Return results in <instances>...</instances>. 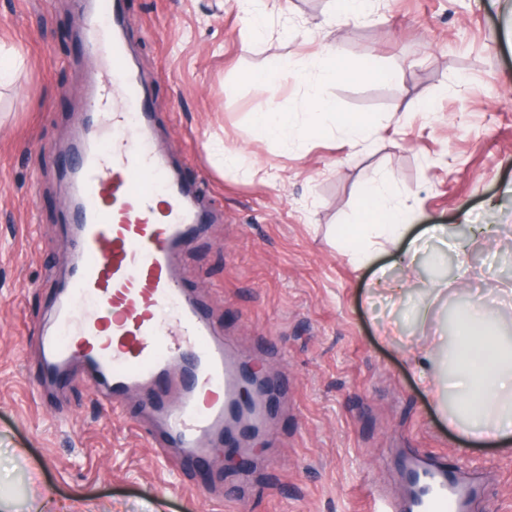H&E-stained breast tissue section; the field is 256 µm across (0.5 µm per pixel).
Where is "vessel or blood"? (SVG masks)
<instances>
[{
	"instance_id": "1",
	"label": "vessel or blood",
	"mask_w": 512,
	"mask_h": 512,
	"mask_svg": "<svg viewBox=\"0 0 512 512\" xmlns=\"http://www.w3.org/2000/svg\"><path fill=\"white\" fill-rule=\"evenodd\" d=\"M85 40L110 75L91 88V105L71 167L77 207V261L63 287L53 332L42 336L44 371L83 364L105 402L119 408L148 395L152 433L163 448L207 460L209 446L242 455L263 425L271 395L244 406L238 366L226 357L221 327L186 295L175 270L181 250L207 214L152 145L149 90L130 63L121 0H82ZM162 208H155V200ZM180 366L179 381L169 369ZM177 384L178 408L163 393ZM409 512H463L470 489L455 470L414 464Z\"/></svg>"
}]
</instances>
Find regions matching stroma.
I'll list each match as a JSON object with an SVG mask.
<instances>
[{
	"mask_svg": "<svg viewBox=\"0 0 512 512\" xmlns=\"http://www.w3.org/2000/svg\"><path fill=\"white\" fill-rule=\"evenodd\" d=\"M124 38L147 79L158 148L197 190L208 224L180 254L182 286L219 323L229 356L279 386L278 404L241 462L183 459L166 471L144 428L143 397L104 408L80 365L45 386L38 329L48 328L75 255L66 172L90 86L105 66L83 40L77 0H0V45L21 59L0 88V482L46 512H369V495L409 500L421 456L479 474L468 512H512V447L449 434L410 352L440 356V335L473 296L512 283V0H371L334 22L332 0H275L249 42L240 0H123ZM331 46L367 79L327 82L336 116L282 144L254 113L301 119L293 79L260 89L252 73ZM391 72L388 81L375 79ZM369 118L351 145L337 115ZM384 176L386 205L408 223L493 224L456 252L425 243L412 269L383 242L354 271L344 225ZM407 288L397 303L375 267ZM446 288L433 298L431 291Z\"/></svg>",
	"mask_w": 512,
	"mask_h": 512,
	"instance_id": "35a3bbf8",
	"label": "stroma"
}]
</instances>
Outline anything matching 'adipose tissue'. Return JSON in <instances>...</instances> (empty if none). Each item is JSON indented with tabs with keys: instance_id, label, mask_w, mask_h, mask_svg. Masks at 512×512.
I'll list each match as a JSON object with an SVG mask.
<instances>
[{
	"instance_id": "ef3b65f1",
	"label": "adipose tissue",
	"mask_w": 512,
	"mask_h": 512,
	"mask_svg": "<svg viewBox=\"0 0 512 512\" xmlns=\"http://www.w3.org/2000/svg\"><path fill=\"white\" fill-rule=\"evenodd\" d=\"M351 74V69L343 66L335 53L326 51L299 65L290 61L281 70L251 75L250 80L264 87L292 77L312 85ZM334 111V105L314 91L308 97L302 123H295L288 113L270 110L255 113L254 124L262 136L286 143L296 136L299 127L319 128L324 117ZM409 231L401 212L384 207L381 183H369L363 220L350 225L345 233L351 263L359 270L370 265L376 257V239L385 237L397 243L406 242L402 261L406 266H415L421 246ZM458 331L465 345L454 361L453 377L462 400L451 410L444 405L439 391H431L430 398L449 430L476 444H512V337L494 332L491 319L478 301L459 319Z\"/></svg>"
}]
</instances>
